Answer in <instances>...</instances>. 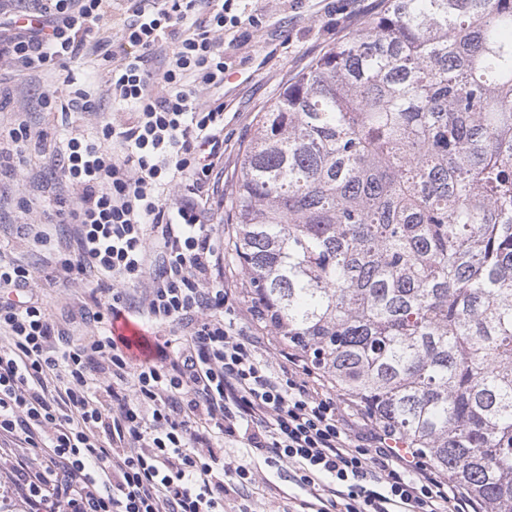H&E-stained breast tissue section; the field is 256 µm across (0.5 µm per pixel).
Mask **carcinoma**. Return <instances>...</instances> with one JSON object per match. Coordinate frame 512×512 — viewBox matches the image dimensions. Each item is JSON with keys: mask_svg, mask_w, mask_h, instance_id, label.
Instances as JSON below:
<instances>
[{"mask_svg": "<svg viewBox=\"0 0 512 512\" xmlns=\"http://www.w3.org/2000/svg\"><path fill=\"white\" fill-rule=\"evenodd\" d=\"M263 113L233 190L258 322L512 512V0H382Z\"/></svg>", "mask_w": 512, "mask_h": 512, "instance_id": "obj_1", "label": "carcinoma"}]
</instances>
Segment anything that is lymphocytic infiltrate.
Masks as SVG:
<instances>
[{
	"mask_svg": "<svg viewBox=\"0 0 512 512\" xmlns=\"http://www.w3.org/2000/svg\"><path fill=\"white\" fill-rule=\"evenodd\" d=\"M0 37V61L34 74L89 49L104 85L130 108L105 119L94 91L68 78L63 107L92 136L69 138L61 210L70 243L41 224L34 245L55 250L73 284L111 287L92 297L93 328L72 338L36 295L34 273L0 254V506L24 512H224L254 480L224 458L226 438L252 458L289 465L309 493L305 512H479L435 469L416 466L352 402L330 392L291 349L225 318L235 296L217 276L224 248L207 222L224 165V37L241 22L235 0H133L117 29L112 0H31ZM164 63L160 73L148 64ZM137 288V297L123 287ZM136 315L180 324L178 343L131 366L112 323Z\"/></svg>",
	"mask_w": 512,
	"mask_h": 512,
	"instance_id": "obj_1",
	"label": "lymphocytic infiltrate"
}]
</instances>
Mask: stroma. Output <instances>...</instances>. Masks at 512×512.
<instances>
[{
    "label": "stroma",
    "mask_w": 512,
    "mask_h": 512,
    "mask_svg": "<svg viewBox=\"0 0 512 512\" xmlns=\"http://www.w3.org/2000/svg\"><path fill=\"white\" fill-rule=\"evenodd\" d=\"M256 23L244 25L235 40L225 42L224 61L231 78L224 83V168L210 196L212 223L218 238H227V204L241 168L244 149L258 115L267 111L299 71L337 42L361 30L380 8V0H254ZM101 60L89 52L52 73L30 78L0 64V148L10 149L7 132L18 113L28 115L35 138L12 162L17 176L0 175V253L21 259L34 272L36 289L51 319L82 334L87 326L80 313L89 304V291L68 287L51 260L15 227L28 222L56 221L60 151L67 138L86 133L79 113L43 109L39 99L50 92L65 97V77L102 79ZM38 197L36 213L25 214L22 200ZM228 459L257 471L265 487L226 502L224 512H294L298 489L287 471L230 448Z\"/></svg>",
    "instance_id": "35a3bbf8"
}]
</instances>
